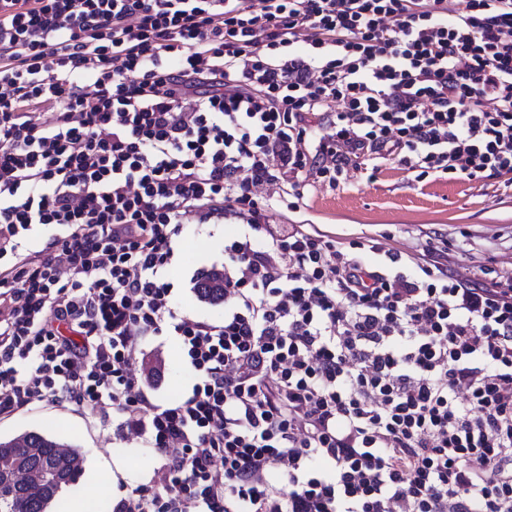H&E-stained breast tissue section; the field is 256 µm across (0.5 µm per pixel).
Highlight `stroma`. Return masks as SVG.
Returning a JSON list of instances; mask_svg holds the SVG:
<instances>
[{
    "instance_id": "obj_1",
    "label": "stroma",
    "mask_w": 512,
    "mask_h": 512,
    "mask_svg": "<svg viewBox=\"0 0 512 512\" xmlns=\"http://www.w3.org/2000/svg\"><path fill=\"white\" fill-rule=\"evenodd\" d=\"M274 224H311L340 245L360 240L379 244L374 257L386 265V251L418 256L430 237L448 245V260L464 268L471 278L483 281L494 275L512 278V181L508 178L453 181L447 177L416 179L402 166L385 162L378 171L351 170L346 183L308 190L297 210L278 206L269 214ZM238 231V221L201 224L187 217L183 236L196 240L194 251H181L172 271L173 301L185 311L213 319L224 316L223 306L197 301L191 291L194 272L222 264L224 241ZM144 354L135 355L133 366L146 377L163 374V394L177 398L189 381L178 349L162 336L147 337ZM36 429L81 448L84 470L98 458L119 457L125 486L149 480L156 466L151 448L140 441L119 438L112 429L111 414L85 419L73 411H61L42 403L11 419L0 421V436L9 437Z\"/></svg>"
}]
</instances>
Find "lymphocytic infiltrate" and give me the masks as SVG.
Wrapping results in <instances>:
<instances>
[{"label": "lymphocytic infiltrate", "instance_id": "f902f5d3", "mask_svg": "<svg viewBox=\"0 0 512 512\" xmlns=\"http://www.w3.org/2000/svg\"><path fill=\"white\" fill-rule=\"evenodd\" d=\"M376 159L512 175V0H0V420L111 409L163 473L112 512H512V280L268 222ZM189 213L244 221L219 320L172 301ZM143 346L146 354L142 357L137 353L133 367L149 378L164 374L163 395L169 399L177 398L189 381V372L181 364L177 346L164 336H148Z\"/></svg>", "mask_w": 512, "mask_h": 512}]
</instances>
